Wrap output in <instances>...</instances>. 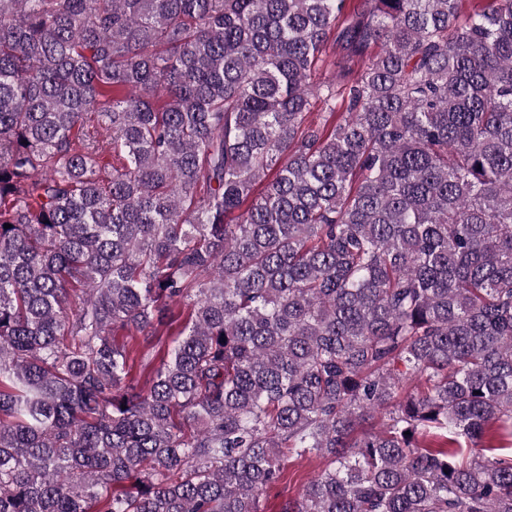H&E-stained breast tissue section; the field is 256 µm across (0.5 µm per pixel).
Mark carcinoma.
Masks as SVG:
<instances>
[{"instance_id":"1","label":"carcinoma","mask_w":512,"mask_h":512,"mask_svg":"<svg viewBox=\"0 0 512 512\" xmlns=\"http://www.w3.org/2000/svg\"><path fill=\"white\" fill-rule=\"evenodd\" d=\"M466 2L0 0V512H263L311 456L282 512H512V0ZM189 312V307L184 304H173L168 307L165 318L166 325L163 328V346L157 356V360L164 352L166 354L168 347H171L173 342L179 337L177 334L187 323ZM325 463L324 459L317 457L290 459L285 465L283 480L263 500L264 512H281L283 502L289 497L296 496L303 485L325 467Z\"/></svg>"}]
</instances>
